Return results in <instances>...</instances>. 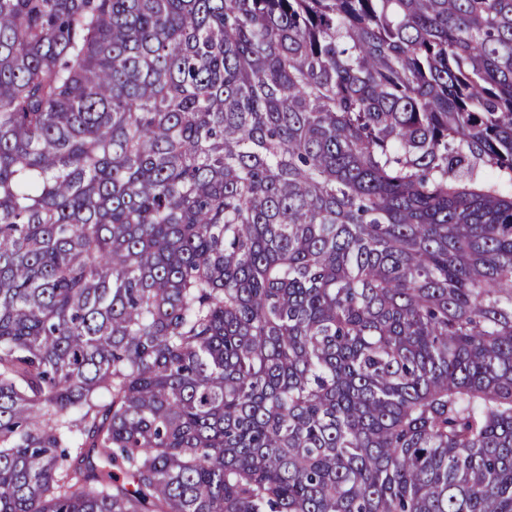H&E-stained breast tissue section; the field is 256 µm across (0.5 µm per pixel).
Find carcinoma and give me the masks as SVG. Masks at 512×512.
Instances as JSON below:
<instances>
[{"label": "carcinoma", "instance_id": "cac0c4a2", "mask_svg": "<svg viewBox=\"0 0 512 512\" xmlns=\"http://www.w3.org/2000/svg\"><path fill=\"white\" fill-rule=\"evenodd\" d=\"M0 512H512V0H0Z\"/></svg>", "mask_w": 512, "mask_h": 512}]
</instances>
